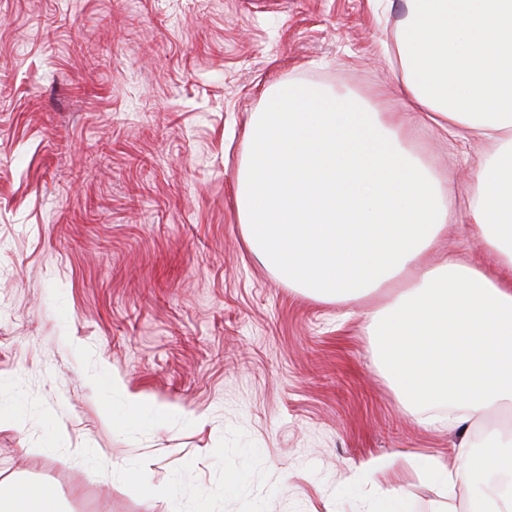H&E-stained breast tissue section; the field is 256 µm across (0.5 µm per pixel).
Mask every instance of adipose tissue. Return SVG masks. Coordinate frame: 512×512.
<instances>
[{
    "instance_id": "adipose-tissue-1",
    "label": "adipose tissue",
    "mask_w": 512,
    "mask_h": 512,
    "mask_svg": "<svg viewBox=\"0 0 512 512\" xmlns=\"http://www.w3.org/2000/svg\"><path fill=\"white\" fill-rule=\"evenodd\" d=\"M404 88L440 127L494 146L467 192L473 229L497 272L439 247L449 192L407 147L409 132L347 92L285 83L248 125L236 213L249 250L288 287L326 303L374 297L379 368L398 399L439 409L471 434L451 462L414 468L469 492L463 512H512V0H406L395 39ZM112 418L153 429L182 411L113 384ZM498 452L494 470L479 449ZM0 512H60L52 488L0 489Z\"/></svg>"
}]
</instances>
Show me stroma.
Returning a JSON list of instances; mask_svg holds the SVG:
<instances>
[{
  "label": "stroma",
  "instance_id": "1",
  "mask_svg": "<svg viewBox=\"0 0 512 512\" xmlns=\"http://www.w3.org/2000/svg\"><path fill=\"white\" fill-rule=\"evenodd\" d=\"M402 0H0V486L63 512H169L144 477L212 512H410L464 490L414 476L462 429L411 418L375 368L366 314L288 287L248 250L235 177L266 92L308 82L410 124L451 188L448 252L498 258L466 194L490 148L416 121L393 54ZM201 424L112 421L113 380ZM393 458L378 485L341 478ZM121 467L133 476H113Z\"/></svg>",
  "mask_w": 512,
  "mask_h": 512
}]
</instances>
